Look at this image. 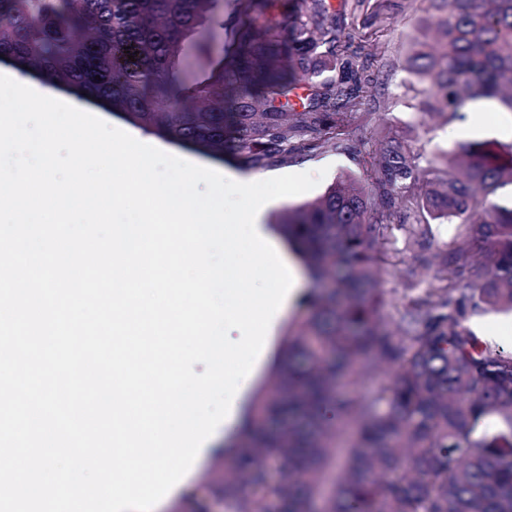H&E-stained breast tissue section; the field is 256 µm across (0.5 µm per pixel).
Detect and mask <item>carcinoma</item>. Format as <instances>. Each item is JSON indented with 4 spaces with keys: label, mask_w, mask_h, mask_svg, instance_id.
Returning a JSON list of instances; mask_svg holds the SVG:
<instances>
[{
    "label": "carcinoma",
    "mask_w": 512,
    "mask_h": 512,
    "mask_svg": "<svg viewBox=\"0 0 512 512\" xmlns=\"http://www.w3.org/2000/svg\"><path fill=\"white\" fill-rule=\"evenodd\" d=\"M231 2L0 0V63L251 169L339 146L369 116L370 54L336 23L350 3ZM429 2L416 31L438 46L417 34L407 61L419 114L512 112V0ZM506 184L512 145L474 141L422 167L384 135L371 190L340 181L276 216L321 287L313 315L243 415L248 451L218 452L172 512H512V351L467 326L512 312V205L493 198ZM398 208L409 223H393ZM423 211L458 233L428 287L387 290L386 245L396 230L429 241Z\"/></svg>",
    "instance_id": "carcinoma-1"
}]
</instances>
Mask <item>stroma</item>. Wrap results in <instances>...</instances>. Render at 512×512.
Returning <instances> with one entry per match:
<instances>
[{"mask_svg":"<svg viewBox=\"0 0 512 512\" xmlns=\"http://www.w3.org/2000/svg\"><path fill=\"white\" fill-rule=\"evenodd\" d=\"M424 7L423 0H378V16H371L366 11L347 16L343 24L344 40L354 45L366 41L373 56L372 82L364 105L371 118L349 130L343 147L279 164L278 169L283 173L321 169L325 175L312 190L272 205L264 216L265 221H272L274 214L286 207L315 199L337 180L351 179L369 185L373 151L381 134L389 132L403 137L424 166L443 153L459 149L461 142L452 138L451 133L460 126V118L452 115L420 118L414 108L415 92L409 87L410 76L402 68L409 39ZM431 227L428 247L398 240L396 264L386 266L382 271L385 288L399 290L411 281L424 287L432 281L437 271L434 255L439 247L455 238L457 226L435 220Z\"/></svg>","mask_w":512,"mask_h":512,"instance_id":"35a3bbf8","label":"stroma"}]
</instances>
